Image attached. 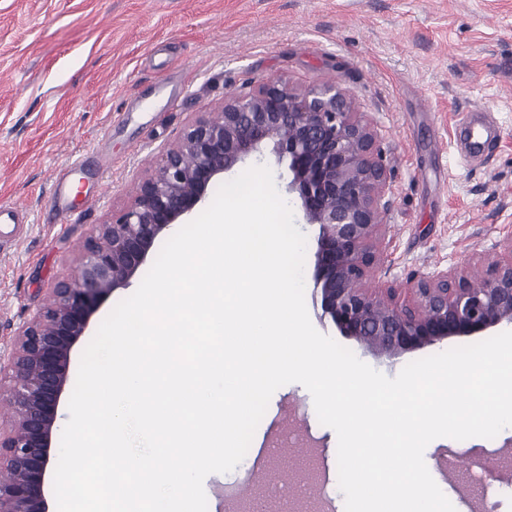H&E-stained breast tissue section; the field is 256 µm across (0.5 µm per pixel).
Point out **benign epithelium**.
Wrapping results in <instances>:
<instances>
[{"instance_id": "7a95c632", "label": "benign epithelium", "mask_w": 512, "mask_h": 512, "mask_svg": "<svg viewBox=\"0 0 512 512\" xmlns=\"http://www.w3.org/2000/svg\"><path fill=\"white\" fill-rule=\"evenodd\" d=\"M378 128L340 83L298 87L268 77L202 112L184 129L130 200L88 236L49 301L0 351V512H54L46 475L60 405L75 386L72 360L94 317L132 285L155 243L187 224L211 186L269 149L287 162L288 194L318 228L313 300L321 317L378 357L512 326V232L490 262L473 253L456 266L390 278L393 240L384 217L392 194Z\"/></svg>"}]
</instances>
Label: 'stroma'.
<instances>
[{
  "label": "stroma",
  "instance_id": "1",
  "mask_svg": "<svg viewBox=\"0 0 512 512\" xmlns=\"http://www.w3.org/2000/svg\"><path fill=\"white\" fill-rule=\"evenodd\" d=\"M269 76L339 82L376 123L398 285L473 251L495 257L512 229V0H0V210H18L27 224L0 251V346L197 113ZM473 112L494 126L489 152L474 158L458 140ZM82 154L76 210L64 218L49 205L52 174ZM308 313L320 333L391 378L473 342L381 358L339 335L320 308ZM291 422L306 452L286 449L297 464L277 467L286 489L255 483L264 447ZM463 447L494 462L481 484L460 468L469 512H484L494 490L512 498V430L434 440L427 466L439 487ZM336 460V434L319 423L310 393L284 385L240 464L205 478L208 512H344Z\"/></svg>",
  "mask_w": 512,
  "mask_h": 512
}]
</instances>
